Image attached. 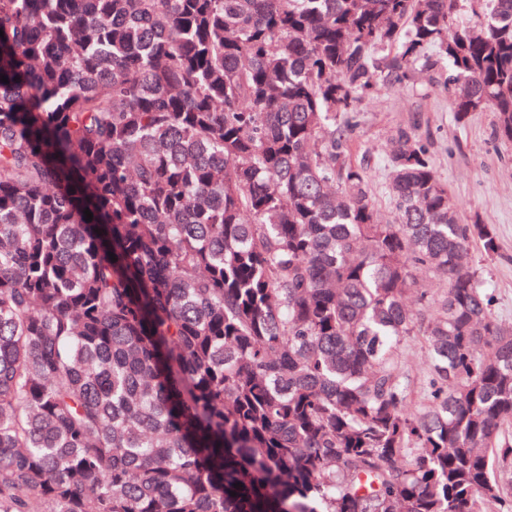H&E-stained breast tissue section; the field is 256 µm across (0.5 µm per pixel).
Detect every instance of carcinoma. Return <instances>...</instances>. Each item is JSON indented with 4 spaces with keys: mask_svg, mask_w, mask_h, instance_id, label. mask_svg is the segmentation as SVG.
Masks as SVG:
<instances>
[{
    "mask_svg": "<svg viewBox=\"0 0 512 512\" xmlns=\"http://www.w3.org/2000/svg\"><path fill=\"white\" fill-rule=\"evenodd\" d=\"M468 2L0 0V512H512L495 227L407 130L379 222L343 150L439 63L512 143V0ZM403 368L414 379V398L418 402L423 397V382L420 380L426 374V352L420 337L409 340L403 348Z\"/></svg>",
    "mask_w": 512,
    "mask_h": 512,
    "instance_id": "1",
    "label": "carcinoma"
}]
</instances>
